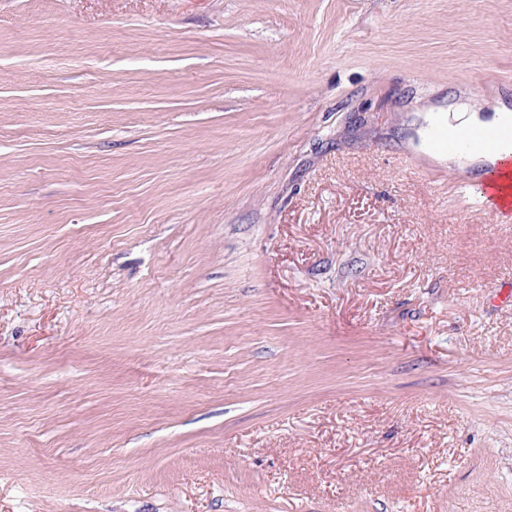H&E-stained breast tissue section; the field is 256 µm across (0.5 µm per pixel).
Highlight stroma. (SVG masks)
Returning a JSON list of instances; mask_svg holds the SVG:
<instances>
[{
	"label": "stroma",
	"instance_id": "obj_1",
	"mask_svg": "<svg viewBox=\"0 0 512 512\" xmlns=\"http://www.w3.org/2000/svg\"><path fill=\"white\" fill-rule=\"evenodd\" d=\"M497 95L512 0H0V512H512ZM422 117L423 125L418 130L420 138V149L427 147V141L431 130L439 121L443 120L448 114H458L454 116L456 120H462L459 124H451L448 118V132L453 129H461L466 126H475L482 128H466L458 131L453 140L444 141L448 149L456 150L463 148L470 152L494 151L507 138L512 139V131L507 132L500 128H508L512 125V109L502 99L484 101L480 105L473 104L457 105L448 104V107L441 103H428L423 106ZM481 113H493L490 117ZM463 155H466L468 165H475L481 173L494 169L502 165L512 155V143L506 141L499 150L491 153H457L448 152L447 155L440 157L441 160L448 159V163L457 162Z\"/></svg>",
	"mask_w": 512,
	"mask_h": 512
}]
</instances>
